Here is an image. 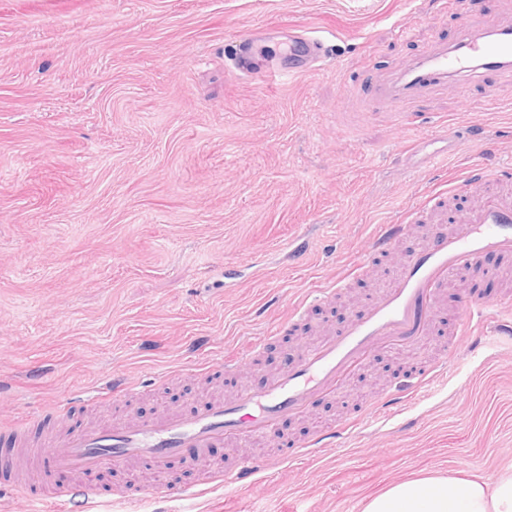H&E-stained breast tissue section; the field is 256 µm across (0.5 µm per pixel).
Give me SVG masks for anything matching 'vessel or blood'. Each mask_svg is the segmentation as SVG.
<instances>
[{"label":"vessel or blood","instance_id":"obj_1","mask_svg":"<svg viewBox=\"0 0 512 512\" xmlns=\"http://www.w3.org/2000/svg\"><path fill=\"white\" fill-rule=\"evenodd\" d=\"M500 31L499 23L493 22L484 32L428 52L415 66L420 83H438L451 77L462 87L472 79L512 68V38H500ZM325 52L322 39L297 34L291 42L287 67L278 68L277 73L290 79L314 71ZM500 181V176L479 171L453 186L456 194L466 192L474 183L486 185L487 191L477 207L461 209L452 223L429 225L422 246L409 243V225H383L371 237L368 253L396 257L385 288L359 306L342 328L314 343L305 356L292 361L288 369L263 386L244 387L232 401L210 400L185 413L77 427L69 430L59 446L37 447L33 441L64 422L63 411L37 424L18 422L8 427L0 422V470L26 464L14 489L27 494L29 512H48L52 504L66 506L67 512H99L95 486L60 485L57 477L76 473L92 477L132 461L147 462L162 476L173 459L199 466L224 441L242 442L275 434L284 419L303 416L317 401L335 396L371 358L422 341L434 325L439 297L452 280L496 276V269L486 266L485 258L512 256V195L499 191ZM462 309L449 342V355L464 347H482L484 338L475 334L472 319L484 310L492 314V335L512 340L511 296L488 307L467 297ZM253 355L249 348L239 355L219 358L211 367L238 376L253 368ZM405 408L400 393H385L360 417L321 429L289 456L294 459L304 452L346 447L359 425L386 424ZM269 468L266 462L247 461L234 472L213 473L212 482L245 488ZM36 481L53 485L54 493L48 497L31 495L29 487Z\"/></svg>","mask_w":512,"mask_h":512}]
</instances>
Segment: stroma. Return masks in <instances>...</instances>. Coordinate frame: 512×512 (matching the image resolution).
<instances>
[{"mask_svg": "<svg viewBox=\"0 0 512 512\" xmlns=\"http://www.w3.org/2000/svg\"><path fill=\"white\" fill-rule=\"evenodd\" d=\"M491 19L512 25V0H0V416L71 401L75 423L121 421L125 408L90 393L107 375L139 386L127 408L141 419L187 411L204 388L231 400L238 383L220 373L150 381L261 339L259 386L291 353L290 305L336 282L338 300L310 307L300 333L340 328L384 271L366 257L380 226L473 166H512V70L471 81L472 110L450 81L409 90L403 114L374 92ZM293 28L335 31L315 71L235 69L239 35L277 67ZM506 292L512 279L465 280L419 350L376 357L278 439L214 449L227 473L273 462L251 488L170 500L134 462L96 478L102 512L133 508L117 488H146L139 512H362L397 481L493 479L512 466V344L460 355L431 392L412 387L459 298ZM390 389L407 415L288 460L290 444Z\"/></svg>", "mask_w": 512, "mask_h": 512, "instance_id": "obj_1", "label": "stroma"}]
</instances>
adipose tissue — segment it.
Instances as JSON below:
<instances>
[{"label":"adipose tissue","mask_w":512,"mask_h":512,"mask_svg":"<svg viewBox=\"0 0 512 512\" xmlns=\"http://www.w3.org/2000/svg\"><path fill=\"white\" fill-rule=\"evenodd\" d=\"M363 512H512V468L491 480L432 475L393 483Z\"/></svg>","instance_id":"ef3b65f1"}]
</instances>
